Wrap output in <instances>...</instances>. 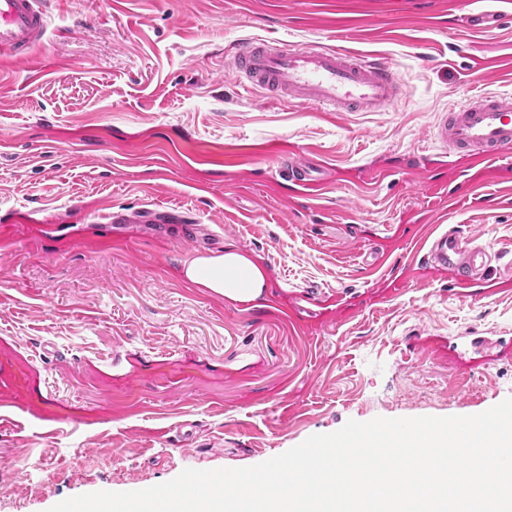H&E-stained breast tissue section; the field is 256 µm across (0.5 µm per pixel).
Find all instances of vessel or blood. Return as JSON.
<instances>
[{
    "label": "vessel or blood",
    "mask_w": 512,
    "mask_h": 512,
    "mask_svg": "<svg viewBox=\"0 0 512 512\" xmlns=\"http://www.w3.org/2000/svg\"><path fill=\"white\" fill-rule=\"evenodd\" d=\"M46 0H0V66L29 60L47 35ZM235 70L252 86L281 102L312 104L327 112H373L396 100L400 81L386 62L318 43L245 40L232 53ZM434 137L443 156L463 155L488 167L512 152V94H489L441 117ZM288 182L316 186L312 169L289 160L281 168ZM424 261L450 272L469 295L487 271L482 248L465 247L456 227L429 242Z\"/></svg>",
    "instance_id": "obj_1"
}]
</instances>
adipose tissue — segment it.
Wrapping results in <instances>:
<instances>
[{
	"mask_svg": "<svg viewBox=\"0 0 512 512\" xmlns=\"http://www.w3.org/2000/svg\"><path fill=\"white\" fill-rule=\"evenodd\" d=\"M180 275L193 286L241 304L261 299L266 287L263 268L236 248L187 259L182 263Z\"/></svg>",
	"mask_w": 512,
	"mask_h": 512,
	"instance_id": "ef3b65f1",
	"label": "adipose tissue"
}]
</instances>
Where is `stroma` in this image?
<instances>
[{
    "instance_id": "obj_1",
    "label": "stroma",
    "mask_w": 512,
    "mask_h": 512,
    "mask_svg": "<svg viewBox=\"0 0 512 512\" xmlns=\"http://www.w3.org/2000/svg\"><path fill=\"white\" fill-rule=\"evenodd\" d=\"M48 5L47 39L0 70V399L17 417L0 425V512L512 397V353L477 343L512 338V154L452 200L433 138L443 113L512 93V0ZM475 10L499 24L469 27ZM257 38L383 58L400 92L378 112L267 99L229 60ZM287 154L319 171L318 195L278 177ZM164 208L183 221L128 219ZM448 224L492 257L467 298L420 261ZM229 245L267 271L258 305L178 276Z\"/></svg>"
}]
</instances>
